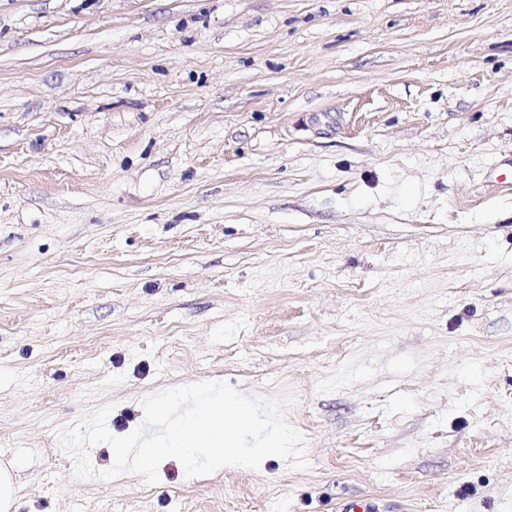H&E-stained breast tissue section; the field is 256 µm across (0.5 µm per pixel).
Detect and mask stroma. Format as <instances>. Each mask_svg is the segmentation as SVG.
<instances>
[{
    "label": "stroma",
    "instance_id": "stroma-1",
    "mask_svg": "<svg viewBox=\"0 0 512 512\" xmlns=\"http://www.w3.org/2000/svg\"><path fill=\"white\" fill-rule=\"evenodd\" d=\"M511 171L512 0H0L14 512H512ZM203 380L309 469L74 478Z\"/></svg>",
    "mask_w": 512,
    "mask_h": 512
}]
</instances>
